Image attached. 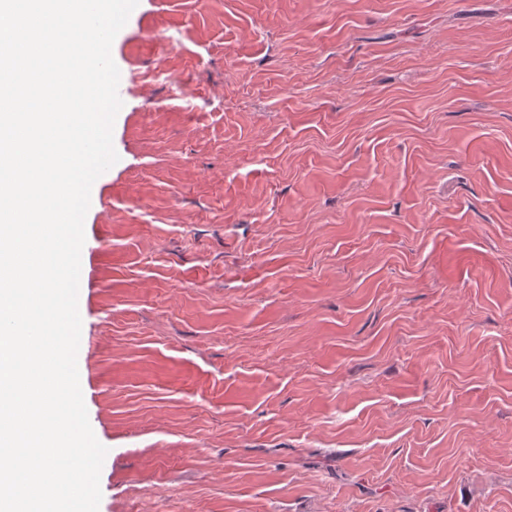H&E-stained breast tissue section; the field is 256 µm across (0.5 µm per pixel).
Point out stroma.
<instances>
[{
	"mask_svg": "<svg viewBox=\"0 0 512 512\" xmlns=\"http://www.w3.org/2000/svg\"><path fill=\"white\" fill-rule=\"evenodd\" d=\"M111 54L99 512H512V0H139Z\"/></svg>",
	"mask_w": 512,
	"mask_h": 512,
	"instance_id": "1",
	"label": "stroma"
}]
</instances>
